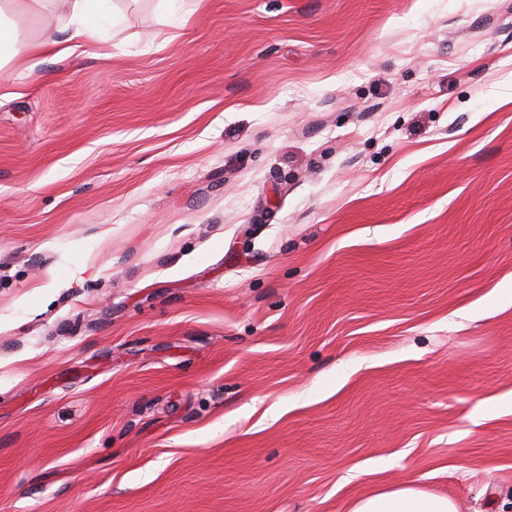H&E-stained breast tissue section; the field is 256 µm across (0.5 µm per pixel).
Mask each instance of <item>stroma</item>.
Returning <instances> with one entry per match:
<instances>
[{
	"instance_id": "35a3bbf8",
	"label": "stroma",
	"mask_w": 512,
	"mask_h": 512,
	"mask_svg": "<svg viewBox=\"0 0 512 512\" xmlns=\"http://www.w3.org/2000/svg\"><path fill=\"white\" fill-rule=\"evenodd\" d=\"M0 99V512H512V0H113ZM349 512H457L447 496L416 486L379 489L354 501Z\"/></svg>"
}]
</instances>
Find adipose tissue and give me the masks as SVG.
I'll return each mask as SVG.
<instances>
[{
    "label": "adipose tissue",
    "instance_id": "ef3b65f1",
    "mask_svg": "<svg viewBox=\"0 0 512 512\" xmlns=\"http://www.w3.org/2000/svg\"><path fill=\"white\" fill-rule=\"evenodd\" d=\"M109 0H0V66L24 61L48 50L65 54L66 49L51 36L16 49L19 37L15 17L19 11L44 14L62 9L66 25L77 37L86 36L90 22L108 7ZM349 512H457L447 496L415 486L379 489L354 501Z\"/></svg>",
    "mask_w": 512,
    "mask_h": 512
}]
</instances>
